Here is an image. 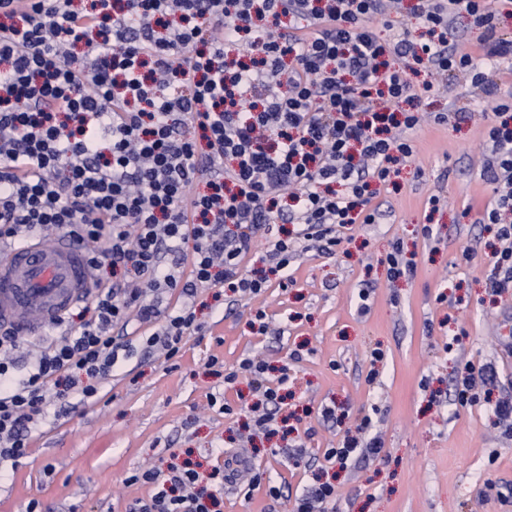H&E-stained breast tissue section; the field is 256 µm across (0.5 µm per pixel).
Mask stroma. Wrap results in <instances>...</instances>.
<instances>
[{"mask_svg":"<svg viewBox=\"0 0 512 512\" xmlns=\"http://www.w3.org/2000/svg\"><path fill=\"white\" fill-rule=\"evenodd\" d=\"M490 77L491 96H475L456 71L422 96L420 111L448 122L411 132L413 155L376 198V223L337 228L342 254H305L286 284L255 298L199 289L197 328L171 363L145 346L158 323L131 322L135 352L97 396L50 405L27 456L0 468V512L33 501L40 512H125L151 492L129 476L188 454L204 474L243 459L284 488L275 500L224 487L222 512H292L296 496L325 481L336 490L328 512H512V437L490 407L454 401L468 364L491 367L494 398L512 401V294L490 295L497 242L479 222L494 197L485 131L495 97L512 96V61ZM396 248L414 270L393 280L386 256ZM253 356L288 373L277 412L286 435L253 428L260 395L238 372ZM366 418L379 457L343 469L327 461L325 450Z\"/></svg>","mask_w":512,"mask_h":512,"instance_id":"stroma-1","label":"stroma"}]
</instances>
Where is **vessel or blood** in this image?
Masks as SVG:
<instances>
[{
    "label": "vessel or blood",
    "mask_w": 512,
    "mask_h": 512,
    "mask_svg": "<svg viewBox=\"0 0 512 512\" xmlns=\"http://www.w3.org/2000/svg\"><path fill=\"white\" fill-rule=\"evenodd\" d=\"M93 271L70 236L58 234L0 248V324L35 336L86 302Z\"/></svg>",
    "instance_id": "1"
}]
</instances>
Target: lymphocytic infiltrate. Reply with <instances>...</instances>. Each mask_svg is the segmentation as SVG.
<instances>
[{"label": "lymphocytic infiltrate", "instance_id": "obj_1", "mask_svg": "<svg viewBox=\"0 0 512 512\" xmlns=\"http://www.w3.org/2000/svg\"><path fill=\"white\" fill-rule=\"evenodd\" d=\"M73 2L0 0V246L54 230L117 279L27 371L23 336L0 326V463L27 456L50 398L97 395L131 352L116 324L163 318L146 345L170 361L196 327L198 289L264 292L268 277L242 262L280 199L298 230L267 238L278 273L301 241L329 254L337 226L375 223L376 189L412 155L421 122L410 65L481 86L486 66L512 57L490 0H418L419 42L374 34L395 0ZM461 14L483 30V56L449 46ZM486 140L494 198L481 221L502 243L489 276L501 293L512 288L511 103L495 106ZM176 288L184 302L161 313L154 293ZM240 367L262 395L253 420L271 429L287 378L261 361ZM129 481L153 491L127 512H221L191 459Z\"/></svg>", "mask_w": 512, "mask_h": 512}]
</instances>
